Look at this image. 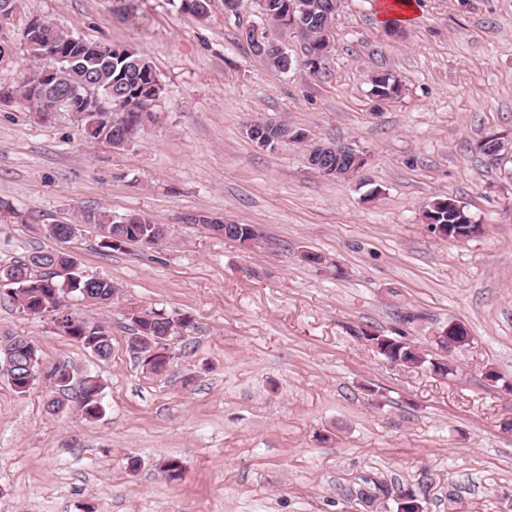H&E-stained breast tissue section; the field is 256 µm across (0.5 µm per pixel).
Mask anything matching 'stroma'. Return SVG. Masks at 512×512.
Instances as JSON below:
<instances>
[{
	"mask_svg": "<svg viewBox=\"0 0 512 512\" xmlns=\"http://www.w3.org/2000/svg\"><path fill=\"white\" fill-rule=\"evenodd\" d=\"M382 0H340L318 73L300 39L212 0L204 19L174 0H19L0 26L42 16L88 41L128 44L164 86L137 138H87L72 113L38 120L0 105V264L54 248L43 229L103 207L165 225L152 249L100 248L83 227L81 271L117 284L108 302L70 299L108 326L99 359L0 293V336L34 340L43 368L97 378L103 414L46 409L0 365V512H395L366 508L373 481L412 489L427 512H512V0H415L412 25H386ZM286 47L288 71L251 52L247 32ZM400 97L375 103L371 75ZM266 118L351 145L364 174L329 179L293 142L258 147ZM504 147L483 153L487 136ZM454 196L484 226L464 241L430 232L425 212ZM193 215L255 225L257 245L210 235ZM312 251L323 266L302 260ZM189 316L168 369L128 346L129 308ZM460 321L469 345L436 335ZM450 357L441 377L386 361L368 336ZM494 370L497 382L485 378ZM176 458L179 479L160 467Z\"/></svg>",
	"mask_w": 512,
	"mask_h": 512,
	"instance_id": "stroma-1",
	"label": "stroma"
}]
</instances>
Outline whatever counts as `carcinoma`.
<instances>
[{
	"mask_svg": "<svg viewBox=\"0 0 512 512\" xmlns=\"http://www.w3.org/2000/svg\"><path fill=\"white\" fill-rule=\"evenodd\" d=\"M178 2L182 12L199 19L204 18L211 5V0ZM325 2L327 0H302V4L310 7L303 41L307 54L313 53L316 48H324L322 39L317 37L318 31L324 25L333 23L335 12L325 14ZM287 11L288 0H267L264 15L276 24ZM37 20L52 35L67 60L58 65L56 85L53 87L45 84L40 67L31 71L18 85H0V90H6V94L0 93V98L7 97L4 104L19 100L35 113L61 110L77 113L81 115L77 122L81 123L90 140L114 148L134 141L143 127V108L158 100L164 91L151 61L131 45H117L109 54L107 46L102 44L98 50L88 52L85 50L88 41L60 29L46 18L39 16ZM109 86L117 96L110 98L105 94ZM376 86V94L381 98L396 97L402 90L400 81L392 74L381 77ZM109 111L115 117L112 122L106 119ZM431 217L437 224H453L459 219V214L454 208L440 205L432 210ZM83 220L96 227L99 239L116 241L114 245L100 244V247L111 251L135 244L152 248L163 243L166 237L162 225L154 224L138 214H128L116 220L110 211L91 210ZM1 281L5 282L7 295L23 312L42 309L59 314L64 312L67 300L73 296L108 300L118 290V286L112 282L78 271L72 255L56 249L38 251L21 261L0 265ZM129 322L136 324L138 333L148 340L149 345L143 350L146 355L157 340L175 336L178 329L190 323L191 319L186 315L174 319L160 311H139L129 317ZM68 335L101 358L111 354V337L100 324L77 319L71 324ZM368 340L373 349L390 362L427 363L432 370H437L436 360L412 351L411 346L402 344L396 337L372 335ZM0 361L6 363L16 392L21 395L27 393L31 372L41 364L36 343L24 336H0ZM101 393L100 383L94 380L85 382L79 389L77 402L86 419L96 420L101 416Z\"/></svg>",
	"mask_w": 512,
	"mask_h": 512,
	"instance_id": "obj_1",
	"label": "carcinoma"
}]
</instances>
